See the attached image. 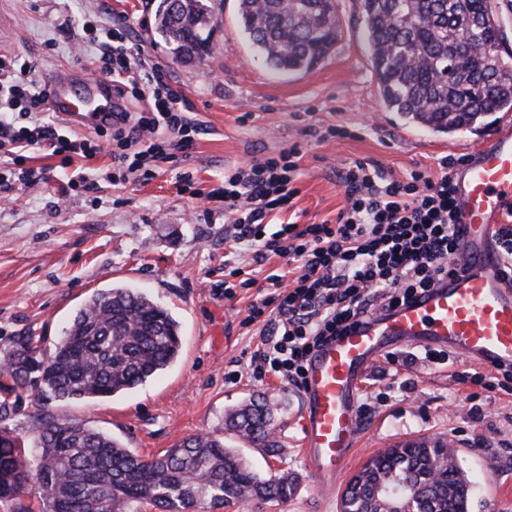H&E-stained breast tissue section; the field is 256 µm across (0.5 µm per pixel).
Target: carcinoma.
I'll list each match as a JSON object with an SVG mask.
<instances>
[{
    "instance_id": "carcinoma-1",
    "label": "carcinoma",
    "mask_w": 512,
    "mask_h": 512,
    "mask_svg": "<svg viewBox=\"0 0 512 512\" xmlns=\"http://www.w3.org/2000/svg\"><path fill=\"white\" fill-rule=\"evenodd\" d=\"M380 96L392 111L438 132L474 129L512 112V67L498 0H357ZM209 0H155L152 33L180 62L212 53ZM242 32L280 74L307 72L341 36L336 0H238ZM182 349L179 322L146 294L97 292L78 310L51 354L31 336L0 353L14 385L58 400L104 399L130 391L172 365ZM224 426L275 455L274 417L263 397L224 416ZM33 461L25 443L0 429V501L27 491L50 512H223L233 503L285 502L295 478H262L224 441L190 436L149 458L82 421L34 417ZM360 512H379L374 484L408 481L420 489L414 512H468L471 482L445 443L378 454L353 476Z\"/></svg>"
}]
</instances>
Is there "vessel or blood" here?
Returning a JSON list of instances; mask_svg holds the SVG:
<instances>
[{
  "instance_id": "obj_1",
  "label": "vessel or blood",
  "mask_w": 512,
  "mask_h": 512,
  "mask_svg": "<svg viewBox=\"0 0 512 512\" xmlns=\"http://www.w3.org/2000/svg\"><path fill=\"white\" fill-rule=\"evenodd\" d=\"M47 104L73 126L92 131L123 103L110 82L58 71ZM460 270L438 287L373 315L311 357L302 396V447L319 487L335 488L352 456L357 398L367 367L396 346L437 345L487 369L512 366V285L502 275L496 235L512 206V129L503 128L454 177Z\"/></svg>"
}]
</instances>
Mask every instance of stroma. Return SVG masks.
Segmentation results:
<instances>
[{"label": "stroma", "mask_w": 512, "mask_h": 512, "mask_svg": "<svg viewBox=\"0 0 512 512\" xmlns=\"http://www.w3.org/2000/svg\"><path fill=\"white\" fill-rule=\"evenodd\" d=\"M341 38L314 69L280 75L258 59L236 20L235 0L214 9L213 53L173 61L154 43L153 0H0V55L29 62L30 79L68 68L96 76L92 42L97 20L125 26L133 52L161 65L172 87L187 98L199 134L189 156L162 164L155 179L113 184L108 154L93 191L60 195L66 162L30 150L24 167L45 170L34 185H15L0 205V348L18 336H36L52 353L83 302L99 288L125 285L150 296L179 322L183 347L161 374L115 397L44 401L19 387L0 390V428L26 435L45 412L79 418L118 438L133 453L152 458L195 434L223 438L225 447L262 477L284 472L296 478L286 503L259 512H339L349 477L378 452L395 444L437 436L451 441L461 467L475 480L469 512H512V391L464 382L474 364H432L424 348L395 349L373 363L358 397L359 444L336 483L324 493L314 483L301 446V398L297 387L247 368L259 338L243 326L254 290L224 297V209L179 195L175 182L192 173L202 192L218 187L225 169L290 145L303 152L301 223L334 219L344 203L337 170L372 160L402 177L435 168L438 158L475 153L512 112H500L483 128L435 133L407 124L383 104L361 39L356 0H340ZM344 127L328 141L311 129ZM264 395L277 408L271 456L224 429V413Z\"/></svg>", "instance_id": "1"}]
</instances>
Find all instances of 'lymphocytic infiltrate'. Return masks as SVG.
<instances>
[{
	"label": "lymphocytic infiltrate",
	"instance_id": "obj_1",
	"mask_svg": "<svg viewBox=\"0 0 512 512\" xmlns=\"http://www.w3.org/2000/svg\"><path fill=\"white\" fill-rule=\"evenodd\" d=\"M98 69L120 97L141 103L138 112H116L92 135L61 134L43 121L47 92L30 79V66L0 56V157L18 161L36 148L49 155L93 159L109 142L113 181L152 180L159 164L176 162L195 146L198 129L187 104L159 66L135 57L123 29H102ZM301 151L291 146L255 157L224 172L216 193L231 228L224 235V296L257 288L246 325L262 338L250 357L252 373H274L295 386L322 343L376 312L415 299L456 269L459 244L453 207V174L460 158L446 155L437 172L386 174L378 164L355 160L338 170L345 204L335 220L294 222L300 190ZM290 221H283V214ZM279 219L275 232L266 222ZM255 263L269 256L286 262L264 279L247 275L243 253Z\"/></svg>",
	"mask_w": 512,
	"mask_h": 512
}]
</instances>
